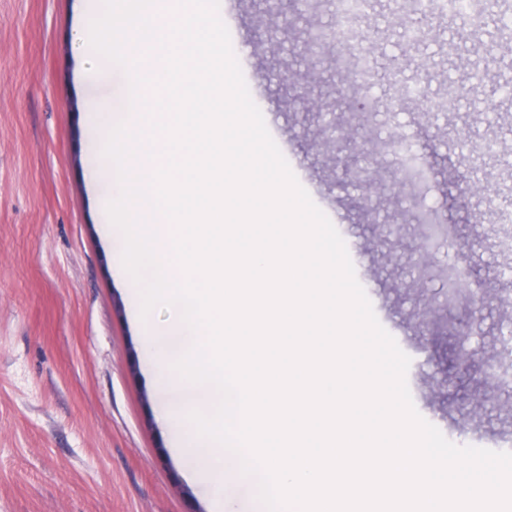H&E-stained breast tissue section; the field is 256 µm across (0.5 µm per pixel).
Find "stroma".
<instances>
[{
  "label": "stroma",
  "instance_id": "obj_1",
  "mask_svg": "<svg viewBox=\"0 0 512 512\" xmlns=\"http://www.w3.org/2000/svg\"><path fill=\"white\" fill-rule=\"evenodd\" d=\"M404 0H371L360 21L372 80L352 86L327 67L357 58L332 43L336 0H312L284 28L282 0H227L224 22L250 94L277 126L281 152L335 224L379 321L409 353L417 408L460 446L512 440V391H489L484 361L512 336V53L494 22L461 32L451 15L407 40ZM81 0H0V512H208L158 417L129 314L133 280L112 273L85 123L92 101L124 112L126 72L93 78L77 45ZM341 101L357 148L333 142L283 78ZM417 86L415 99L400 89ZM366 98L372 111H346ZM483 191L471 153L485 139ZM398 235L384 237L381 225ZM485 301L475 313L469 299Z\"/></svg>",
  "mask_w": 512,
  "mask_h": 512
}]
</instances>
